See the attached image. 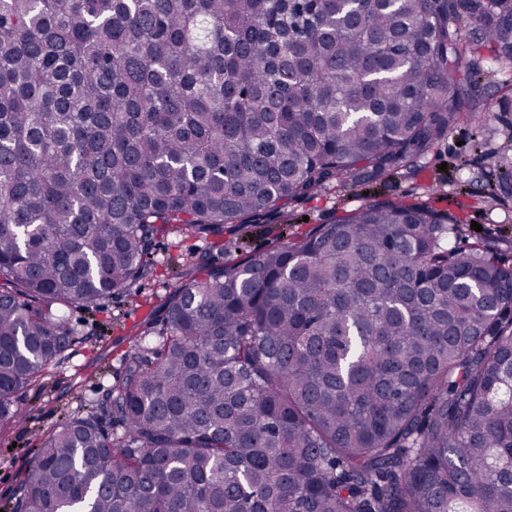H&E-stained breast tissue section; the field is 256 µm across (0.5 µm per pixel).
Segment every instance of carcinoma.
Wrapping results in <instances>:
<instances>
[{
	"label": "carcinoma",
	"instance_id": "carcinoma-1",
	"mask_svg": "<svg viewBox=\"0 0 512 512\" xmlns=\"http://www.w3.org/2000/svg\"><path fill=\"white\" fill-rule=\"evenodd\" d=\"M512 0H0V429L169 227L384 177L466 107ZM370 203L189 265L9 512H512V265Z\"/></svg>",
	"mask_w": 512,
	"mask_h": 512
}]
</instances>
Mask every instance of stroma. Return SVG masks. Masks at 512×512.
<instances>
[{"label": "stroma", "instance_id": "obj_1", "mask_svg": "<svg viewBox=\"0 0 512 512\" xmlns=\"http://www.w3.org/2000/svg\"><path fill=\"white\" fill-rule=\"evenodd\" d=\"M467 61L480 73L469 90L477 111L461 113L447 137L409 167L351 188L326 184L247 229L225 226L219 241L168 228L156 240L155 266L147 277L102 308H70L76 343L44 370L38 385L19 394L21 419L0 430V512H6L40 435L114 382L144 323L162 318L165 301L192 260L207 255L219 264L239 262L351 215L368 202L391 201L452 214L461 230L460 244L493 243L498 255L512 263V185L491 198L478 180L491 162L512 167V151L506 148L512 142V59L483 48Z\"/></svg>", "mask_w": 512, "mask_h": 512}]
</instances>
